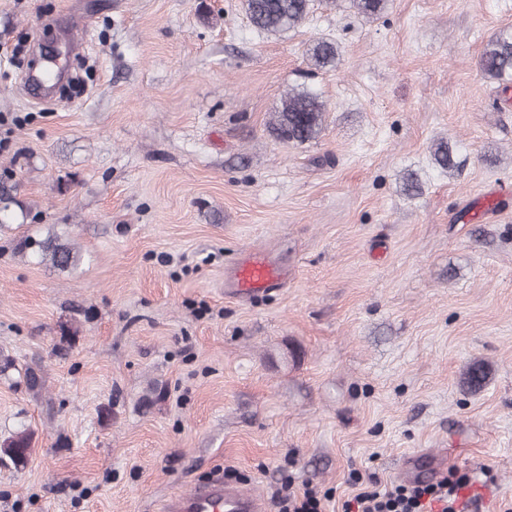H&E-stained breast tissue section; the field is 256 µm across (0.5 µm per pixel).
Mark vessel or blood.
<instances>
[{
	"mask_svg": "<svg viewBox=\"0 0 512 512\" xmlns=\"http://www.w3.org/2000/svg\"><path fill=\"white\" fill-rule=\"evenodd\" d=\"M283 278L281 270L264 253L252 251L233 262L227 278L228 291L233 295L257 296L281 284ZM163 512H268V506L262 495L218 476L188 493L170 497Z\"/></svg>",
	"mask_w": 512,
	"mask_h": 512,
	"instance_id": "b4317fda",
	"label": "vessel or blood"
}]
</instances>
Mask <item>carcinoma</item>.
I'll use <instances>...</instances> for the list:
<instances>
[{"mask_svg": "<svg viewBox=\"0 0 512 512\" xmlns=\"http://www.w3.org/2000/svg\"><path fill=\"white\" fill-rule=\"evenodd\" d=\"M348 8L366 20L379 17L386 8V0H346ZM243 7L250 25L268 34H280L296 28L310 13L313 0H244ZM311 66L318 70L336 65L337 48L329 41H316L306 51ZM484 75L498 80L512 77V32L502 31L490 41L480 58ZM326 106L314 91L293 89L285 96L282 106L274 112L271 129L284 143L303 144L319 134L324 123ZM435 163L444 170H452L456 163L448 145L441 142L433 153ZM36 255L61 271L79 266L81 256L71 245L56 235L38 240ZM23 243L25 250L32 245ZM32 447V433L23 429L8 437L0 453L15 465L26 462Z\"/></svg>", "mask_w": 512, "mask_h": 512, "instance_id": "cac0c4a2", "label": "carcinoma"}]
</instances>
